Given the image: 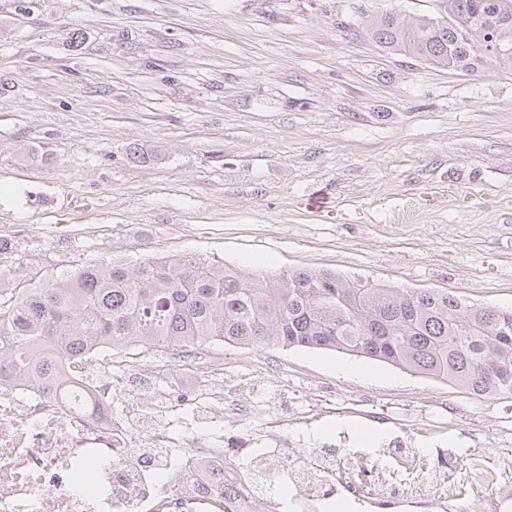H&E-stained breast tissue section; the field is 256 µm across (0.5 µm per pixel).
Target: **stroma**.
<instances>
[{
  "mask_svg": "<svg viewBox=\"0 0 512 512\" xmlns=\"http://www.w3.org/2000/svg\"><path fill=\"white\" fill-rule=\"evenodd\" d=\"M435 0H0V271L194 255L512 306V67L389 52L362 30ZM143 162H132L131 147ZM457 182L443 185V171ZM330 204L316 213L312 196ZM245 437L336 467L512 489V396L326 350L215 345ZM346 365L363 374L343 373Z\"/></svg>",
  "mask_w": 512,
  "mask_h": 512,
  "instance_id": "35a3bbf8",
  "label": "stroma"
}]
</instances>
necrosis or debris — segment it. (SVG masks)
I'll return each instance as SVG.
<instances>
[{
    "label": "necrosis or debris",
    "mask_w": 512,
    "mask_h": 512,
    "mask_svg": "<svg viewBox=\"0 0 512 512\" xmlns=\"http://www.w3.org/2000/svg\"><path fill=\"white\" fill-rule=\"evenodd\" d=\"M194 356L187 389L161 387L136 354L108 347L65 364V394L0 379V512H220L218 473L243 512H330L339 499L362 512H455L445 493L337 481L319 448L225 447V418L251 410L225 400L223 364L202 347Z\"/></svg>",
    "instance_id": "obj_1"
}]
</instances>
